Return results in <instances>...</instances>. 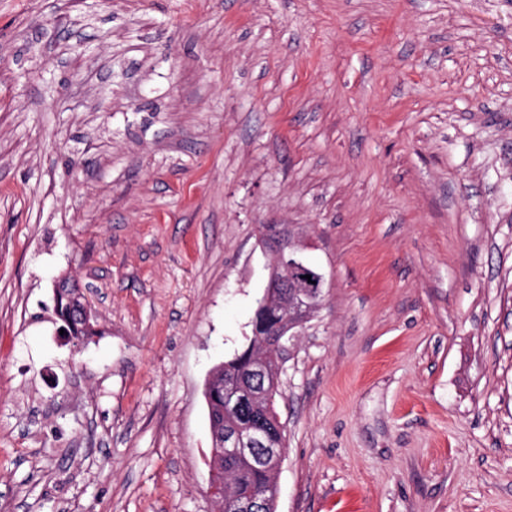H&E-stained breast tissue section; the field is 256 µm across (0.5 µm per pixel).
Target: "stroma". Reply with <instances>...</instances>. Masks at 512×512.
<instances>
[{
    "instance_id": "35a3bbf8",
    "label": "stroma",
    "mask_w": 512,
    "mask_h": 512,
    "mask_svg": "<svg viewBox=\"0 0 512 512\" xmlns=\"http://www.w3.org/2000/svg\"><path fill=\"white\" fill-rule=\"evenodd\" d=\"M266 224L277 512H512V0H0V512H215ZM274 229L263 235L266 246L275 257V265L270 273L268 302H262L259 311L267 319L281 318L265 344L287 352V343L314 317L321 307L327 282L325 275L310 266L302 255L295 235L288 226L270 224ZM305 275H311V283ZM315 281V284H312ZM287 327H284L285 325Z\"/></svg>"
}]
</instances>
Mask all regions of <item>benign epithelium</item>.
<instances>
[{"label":"benign epithelium","instance_id":"7a95c632","mask_svg":"<svg viewBox=\"0 0 512 512\" xmlns=\"http://www.w3.org/2000/svg\"><path fill=\"white\" fill-rule=\"evenodd\" d=\"M266 246L275 257V265L270 273L267 288L268 301L261 304L259 311L266 318L279 319L280 331L271 333L265 344L278 348L285 353L287 343L299 335L305 325L321 307L327 282L325 275L310 266L302 255L293 232L285 226L273 225V229L264 234ZM311 279H306V276ZM246 399H254L235 384L224 387V404L232 406ZM271 429L264 421L248 431L235 427L224 431L222 441L212 448L211 459L232 456L244 459L256 467L281 468L284 448L269 447ZM275 505L266 503L261 495H254L240 504L238 512H273Z\"/></svg>","mask_w":512,"mask_h":512}]
</instances>
